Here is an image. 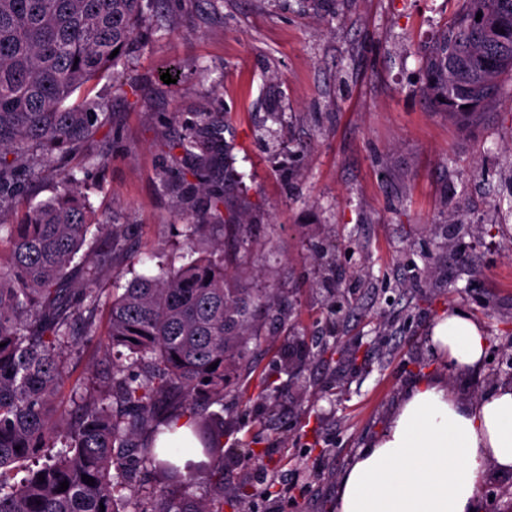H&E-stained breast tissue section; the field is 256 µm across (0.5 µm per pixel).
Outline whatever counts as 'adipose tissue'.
<instances>
[{
    "mask_svg": "<svg viewBox=\"0 0 512 512\" xmlns=\"http://www.w3.org/2000/svg\"><path fill=\"white\" fill-rule=\"evenodd\" d=\"M430 340L461 373L486 353L478 324L454 308L435 320ZM490 461L512 470V386L468 404L446 382L423 379L342 474L336 512H475Z\"/></svg>",
    "mask_w": 512,
    "mask_h": 512,
    "instance_id": "obj_1",
    "label": "adipose tissue"
}]
</instances>
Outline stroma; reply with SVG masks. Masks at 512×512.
Returning <instances> with one entry per match:
<instances>
[{
  "label": "stroma",
  "mask_w": 512,
  "mask_h": 512,
  "mask_svg": "<svg viewBox=\"0 0 512 512\" xmlns=\"http://www.w3.org/2000/svg\"><path fill=\"white\" fill-rule=\"evenodd\" d=\"M448 0H144L140 44L101 77L107 107L74 155L87 202L122 231L104 291L180 266L200 179L173 142L200 115L223 124L235 159L244 240L206 229L251 288L278 290L263 316L251 374L210 412L224 418V512H335L339 478L419 379L445 380L473 403L512 382V100L463 130L421 93L419 52L448 19ZM178 80L163 83L165 71ZM280 120H273L272 112ZM46 170L5 209L17 223L59 191ZM349 303L331 320L334 291ZM456 308L490 354L459 373L429 339ZM63 402L91 387L103 339L69 352ZM275 381V404L259 399ZM512 472L486 464L477 512H506Z\"/></svg>",
  "instance_id": "1"
}]
</instances>
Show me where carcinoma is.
Instances as JSON below:
<instances>
[{"label": "carcinoma", "mask_w": 512, "mask_h": 512, "mask_svg": "<svg viewBox=\"0 0 512 512\" xmlns=\"http://www.w3.org/2000/svg\"><path fill=\"white\" fill-rule=\"evenodd\" d=\"M142 2L0 0V213L20 160L32 174L54 168L62 184L21 223L0 224V512H223L224 421L191 408L224 397L249 369L258 312L280 297L243 287L223 247L192 246L180 267L136 277L103 300L95 282L113 265L119 234L113 226L96 252L81 253L96 219L67 169V156L101 125L98 100L69 101L101 73H117L136 47ZM495 20L507 35L490 39L484 30ZM422 71V93L463 127L512 97V0H461L424 46ZM221 142L203 121L172 148L206 170L222 161ZM201 191L190 236L220 218L228 232L250 223L245 211L224 208L223 191ZM101 334L126 351L98 376L107 400L89 396L69 409L60 403L63 350ZM185 415L191 441L217 462L204 498L176 463L182 449L156 447ZM143 474L154 486L140 497Z\"/></svg>", "instance_id": "carcinoma-1"}]
</instances>
